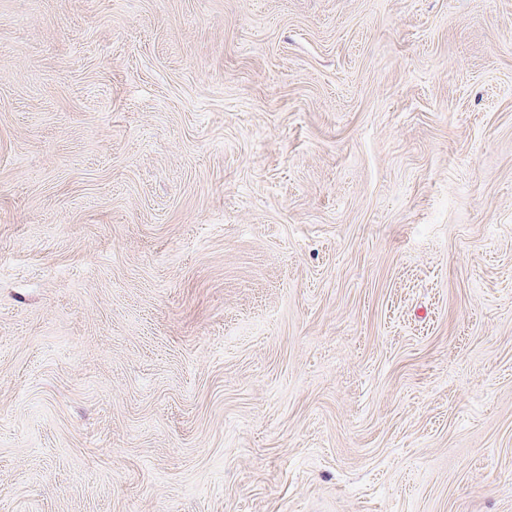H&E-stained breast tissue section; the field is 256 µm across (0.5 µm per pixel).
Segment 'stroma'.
<instances>
[{"label":"stroma","mask_w":512,"mask_h":512,"mask_svg":"<svg viewBox=\"0 0 512 512\" xmlns=\"http://www.w3.org/2000/svg\"><path fill=\"white\" fill-rule=\"evenodd\" d=\"M0 512H512V0H0Z\"/></svg>","instance_id":"obj_1"}]
</instances>
